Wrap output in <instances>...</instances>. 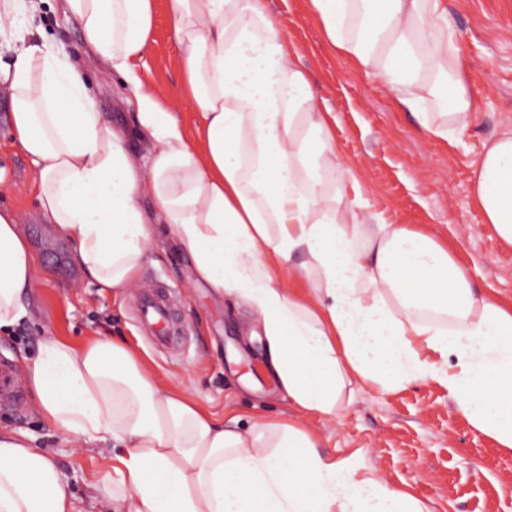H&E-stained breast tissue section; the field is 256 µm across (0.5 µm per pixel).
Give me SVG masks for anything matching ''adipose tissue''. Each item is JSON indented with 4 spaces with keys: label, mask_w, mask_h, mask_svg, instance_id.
Returning <instances> with one entry per match:
<instances>
[{
    "label": "adipose tissue",
    "mask_w": 512,
    "mask_h": 512,
    "mask_svg": "<svg viewBox=\"0 0 512 512\" xmlns=\"http://www.w3.org/2000/svg\"><path fill=\"white\" fill-rule=\"evenodd\" d=\"M89 54L128 85L135 125H113L70 59L24 38L36 0H0V37L18 38L6 92L11 141L37 170L44 223L72 244L85 276L123 294L165 231L192 278L244 306L265 366L294 409L283 420L224 424L181 381L160 379L123 341L46 339L24 370L60 435L110 450L91 483L109 512H429L363 473L358 456L320 453L303 418L335 421L359 382L389 394L444 387L470 424L512 451V303L476 294L447 239L366 211L339 160L329 108L266 0H170L183 85L162 100L136 76L153 0H56ZM334 49L380 77L438 138L463 134L470 104L423 106L452 66L441 0H311ZM198 113L187 134L177 112ZM148 134L147 158L129 141ZM474 197L512 245V128L487 147ZM40 266L0 208V329L22 320ZM0 512H82L64 473L24 433L0 428Z\"/></svg>",
    "instance_id": "1"
}]
</instances>
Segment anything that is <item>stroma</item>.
<instances>
[{"label":"stroma","mask_w":512,"mask_h":512,"mask_svg":"<svg viewBox=\"0 0 512 512\" xmlns=\"http://www.w3.org/2000/svg\"><path fill=\"white\" fill-rule=\"evenodd\" d=\"M443 5L474 115L469 129L451 141L426 134L396 91L335 52L310 0H268L333 113L336 153L359 172L368 211L400 224L431 226L456 243V259L474 290L512 302V245L485 224L473 195L482 153L512 125V0H443ZM26 26L79 65L91 95L113 122L131 121L136 105L123 84L87 56L78 23L58 11L54 0L28 14ZM178 57L169 0H156L151 46L136 68L142 83L174 93ZM9 110L0 96V206L19 211L20 228L43 273L25 299L26 319L0 333V365L18 378L23 359H35L44 339L80 344L98 334L120 336L159 376L182 380L226 423L244 428L259 418L291 416L266 369L265 341L251 315L218 298L207 284H189L188 262L174 247L158 251L124 296L83 279L69 242L39 215L30 191L36 168L10 143ZM159 287L171 294L177 338L162 349L138 312L141 294ZM308 422L322 435L323 454L336 459L360 454L366 471L407 487L430 512H512V451L476 430L437 384L415 383L392 394L358 386L336 421L312 416ZM0 425L25 432L44 448L79 498H87V482L107 468L106 449H79L57 435L38 417L30 395L17 404L0 403Z\"/></svg>","instance_id":"stroma-1"}]
</instances>
